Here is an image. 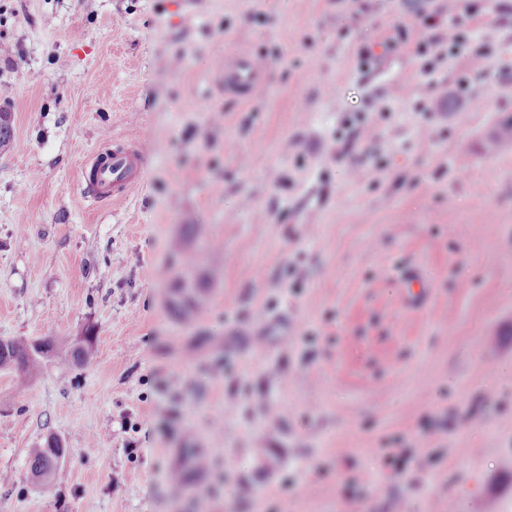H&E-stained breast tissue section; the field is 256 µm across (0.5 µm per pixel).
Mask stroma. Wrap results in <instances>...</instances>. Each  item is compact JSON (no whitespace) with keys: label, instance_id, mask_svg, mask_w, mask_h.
<instances>
[{"label":"stroma","instance_id":"1","mask_svg":"<svg viewBox=\"0 0 512 512\" xmlns=\"http://www.w3.org/2000/svg\"><path fill=\"white\" fill-rule=\"evenodd\" d=\"M474 5L0 0V339L53 343L0 369V512H512V0ZM141 140L143 182L92 198ZM183 448L209 466L176 487ZM269 66L270 62L264 56L243 52L234 61L224 65V90L249 95L261 85ZM207 285L203 278L190 274V270L179 276L174 287L173 307L183 321L192 319L195 312L205 304ZM50 440L54 441V444ZM60 440L55 436H47L45 442L39 448H31L29 451V470L31 474L42 480L54 482L59 477L58 462Z\"/></svg>","mask_w":512,"mask_h":512}]
</instances>
